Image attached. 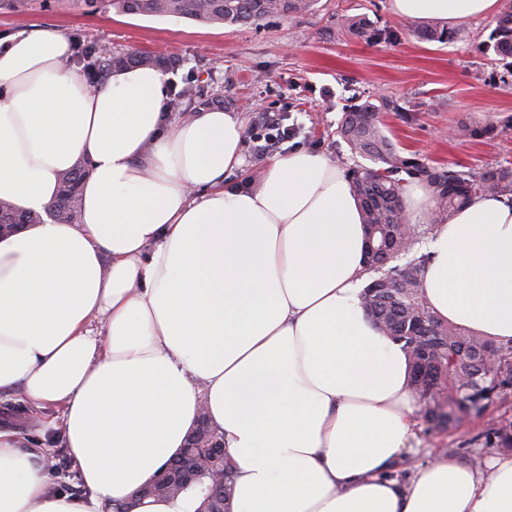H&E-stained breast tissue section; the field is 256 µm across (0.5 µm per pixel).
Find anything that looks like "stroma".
Listing matches in <instances>:
<instances>
[{
  "label": "stroma",
  "mask_w": 512,
  "mask_h": 512,
  "mask_svg": "<svg viewBox=\"0 0 512 512\" xmlns=\"http://www.w3.org/2000/svg\"><path fill=\"white\" fill-rule=\"evenodd\" d=\"M344 14L364 15L371 38L347 35L339 25ZM45 26L68 34L79 31L114 49L178 58L170 87L198 80L209 94L221 95V110L241 113L244 119L245 166L229 174L232 182L247 179L264 165L255 138L268 112L286 115L299 127L295 139L280 145V153H322L350 169L355 161L346 145L337 144L334 130L350 105L384 96L402 108L386 114L384 121L405 153L465 171L512 162V83L501 82L503 67L489 47L495 27L491 18L467 21L471 41L438 43L415 37L405 20L392 14L390 0H318L314 11L299 18L269 16L254 25L235 26L125 14L112 7L86 14L60 2L0 13V39ZM462 122L498 125L494 145L451 138V129ZM504 419H512V393L491 403L481 417H463L448 430L419 418L412 449L400 458L392 478L408 482L449 446L464 463L475 455L493 456L477 436Z\"/></svg>",
  "instance_id": "35a3bbf8"
}]
</instances>
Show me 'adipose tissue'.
Wrapping results in <instances>:
<instances>
[{"label": "adipose tissue", "mask_w": 512, "mask_h": 512, "mask_svg": "<svg viewBox=\"0 0 512 512\" xmlns=\"http://www.w3.org/2000/svg\"><path fill=\"white\" fill-rule=\"evenodd\" d=\"M398 18L460 21L499 0H392ZM57 28L0 46V200L43 214L0 236V396L49 438L0 427V512H194L198 494L138 490L199 415L235 466L232 512H512V456L389 472L414 434L401 344L366 316L364 229L343 169L293 150L259 180L243 118L168 107L169 77L113 70L89 86ZM85 164L82 212H45ZM440 320L512 345V202L479 198L427 243ZM82 493L55 488L50 443Z\"/></svg>", "instance_id": "adipose-tissue-1"}]
</instances>
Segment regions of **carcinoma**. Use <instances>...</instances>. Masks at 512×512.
<instances>
[{"instance_id":"cac0c4a2","label":"carcinoma","mask_w":512,"mask_h":512,"mask_svg":"<svg viewBox=\"0 0 512 512\" xmlns=\"http://www.w3.org/2000/svg\"><path fill=\"white\" fill-rule=\"evenodd\" d=\"M88 13L102 6H113L126 14L156 17H184L215 25L248 24L275 14L295 19L309 13L316 0H79ZM341 26L355 38L371 36L364 19L344 15ZM407 27L419 39L446 43L470 40L465 28H450L438 19H412ZM494 51L512 74V3L496 19L492 33ZM80 70L87 81L101 85L116 67L142 66L166 71L175 68V57L148 51H118L102 41L72 36ZM216 97L200 85H188L174 92L170 106L175 112H196L211 106ZM392 99L378 103L365 101L343 113L335 135L351 155L371 162L350 168L356 197L366 231L381 248L367 262V270L378 273L362 293L364 307L377 326L402 344L412 368L426 367L430 380L422 384L412 374L411 384L428 421L448 429L456 425L466 407L480 417L492 395L512 390V345L494 342L461 326L437 319L427 306L422 288L427 254L415 247L436 225L449 221L460 209L480 197H502L512 201V163H496L480 171L434 166L415 155H404L386 134L382 114L397 112ZM453 134L472 138L486 145L497 138L496 128L458 124ZM86 170L76 167L59 176L57 197L48 215L63 224L78 221L81 209L80 185ZM416 179L429 189L433 207L428 225L410 223L403 207L405 178ZM38 214L21 213L10 203L0 201V232L9 234L17 224H38ZM487 447L512 451V422L505 421L484 433Z\"/></svg>"}]
</instances>
